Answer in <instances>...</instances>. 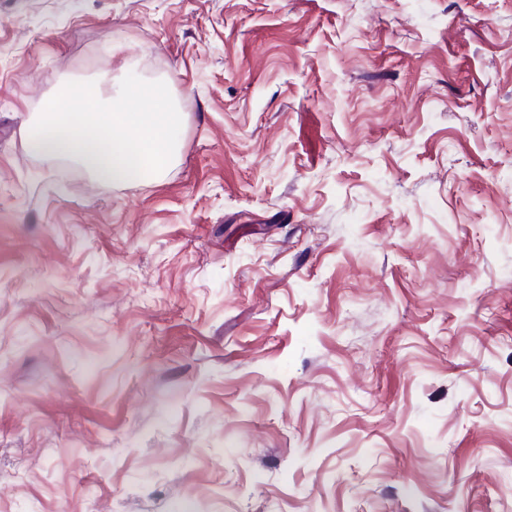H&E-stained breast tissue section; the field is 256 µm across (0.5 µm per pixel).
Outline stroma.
Segmentation results:
<instances>
[{
	"label": "stroma",
	"instance_id": "obj_1",
	"mask_svg": "<svg viewBox=\"0 0 512 512\" xmlns=\"http://www.w3.org/2000/svg\"><path fill=\"white\" fill-rule=\"evenodd\" d=\"M0 512H512V0H0Z\"/></svg>",
	"mask_w": 512,
	"mask_h": 512
}]
</instances>
